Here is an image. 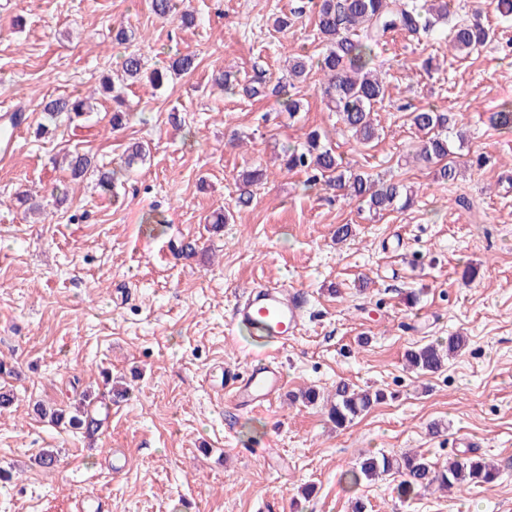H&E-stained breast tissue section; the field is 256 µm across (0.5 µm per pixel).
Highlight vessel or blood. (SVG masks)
Wrapping results in <instances>:
<instances>
[{
  "mask_svg": "<svg viewBox=\"0 0 512 512\" xmlns=\"http://www.w3.org/2000/svg\"><path fill=\"white\" fill-rule=\"evenodd\" d=\"M306 294L297 288L260 286L246 290L233 308L230 331H248L261 344L291 342L304 319ZM230 383L237 407L254 410L273 404L286 383L279 362L264 359L232 371Z\"/></svg>",
  "mask_w": 512,
  "mask_h": 512,
  "instance_id": "1",
  "label": "vessel or blood"
}]
</instances>
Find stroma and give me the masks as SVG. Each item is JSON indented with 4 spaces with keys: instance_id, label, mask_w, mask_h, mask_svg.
Instances as JSON below:
<instances>
[{
    "instance_id": "stroma-1",
    "label": "stroma",
    "mask_w": 512,
    "mask_h": 512,
    "mask_svg": "<svg viewBox=\"0 0 512 512\" xmlns=\"http://www.w3.org/2000/svg\"><path fill=\"white\" fill-rule=\"evenodd\" d=\"M195 23L158 18L151 0H0V105H23L30 124L0 161V374L15 400L0 410V512H73L80 493L103 512H512V132L489 117L512 100V19L490 0H453L451 20L482 10L494 39L452 55L444 26L397 31L378 50L388 92L376 107L380 137L357 143L336 122L320 77L296 81V116L275 96L213 87L235 71L243 85L274 87L286 59L321 49L302 0H186ZM294 25L276 30L277 16ZM132 33L125 44L113 30ZM131 52L147 68L194 54L197 67L160 89L128 86L113 129L103 89ZM80 94L94 109L47 133L41 103ZM437 106L463 140L450 147L460 175L437 180L418 160L423 137L410 112ZM319 131L345 166L401 182L406 209L381 213L312 186L282 149ZM145 162L122 167L134 142ZM117 169L116 194L95 176L73 181L66 151ZM481 167H474V159ZM260 166L251 208L236 211L235 180ZM27 190L44 212L26 215ZM234 214L222 231L214 212ZM352 233L337 242L338 225ZM196 245L183 256L181 243ZM303 290L304 326L288 344L255 348L227 322L241 288ZM467 339L434 374L410 370L416 345ZM277 354L287 383L264 410L234 411L226 366ZM381 390L382 403L334 428L325 399L337 383ZM312 387L313 405L292 401ZM108 408L96 440L42 419L81 391ZM493 462L491 484L402 497L393 476L353 487L342 476L361 454L417 451L445 463ZM53 467L35 462L43 449ZM127 460L112 469L113 455Z\"/></svg>"
}]
</instances>
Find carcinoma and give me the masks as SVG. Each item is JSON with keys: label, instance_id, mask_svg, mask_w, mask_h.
I'll return each mask as SVG.
<instances>
[{"label": "carcinoma", "instance_id": "cac0c4a2", "mask_svg": "<svg viewBox=\"0 0 512 512\" xmlns=\"http://www.w3.org/2000/svg\"><path fill=\"white\" fill-rule=\"evenodd\" d=\"M310 7L316 17L317 36L323 50L315 58H294L289 76L299 79L313 70L322 74L323 94L329 110L336 113L337 121L352 132L359 143L367 145L378 138L372 114L375 106L384 100L387 90L384 78L376 69V49L386 35L395 30L413 34L431 32L449 17L450 0H424L420 7L410 0H310ZM151 9L163 19L176 17L186 26L194 23V16L188 9L181 8L179 0H151ZM493 35V30L475 14L452 25L448 44L456 54L469 55L484 47ZM121 67L128 79H145L158 89L168 79V73H189L195 69V64L193 56L181 55L167 70H150L141 56L130 53L122 58ZM91 110L93 106L88 99L68 97L53 99L43 108L46 118L52 122L63 115L68 117L72 113L79 115ZM490 121L501 130L512 131V101L503 102L499 110L491 114ZM411 123L425 135L419 159L439 166L440 179L455 180L457 168L449 159L448 113L435 108L421 109L411 113ZM283 161L287 170L310 171L315 180L321 176L328 186L365 202L375 212L403 209L413 203V195L403 184L391 180L377 182L364 172L346 169L341 156L321 142L317 131L308 132L302 145L284 150ZM90 167L88 154L77 150L70 153L71 179L82 178ZM262 176L260 169L242 174L237 207L243 209L252 204V187L262 180ZM466 343L464 336H450L444 347L428 343L407 350L405 360L413 369L433 374L443 367L445 355L457 353ZM384 400L385 393L381 390L372 393L342 381L336 385L328 418L336 428L342 429ZM94 410L96 407L90 396L84 394L69 413L54 412L52 421L85 434L90 413ZM389 474L400 477L399 488L406 496L460 489L470 483H491L498 477L496 468L481 459L462 457L438 465L423 454L407 452L399 456L365 454L354 469L344 474V481L357 485L363 479L374 480Z\"/></svg>", "mask_w": 512, "mask_h": 512}]
</instances>
